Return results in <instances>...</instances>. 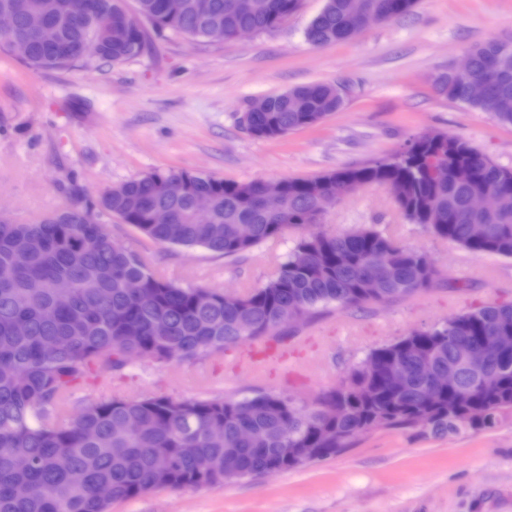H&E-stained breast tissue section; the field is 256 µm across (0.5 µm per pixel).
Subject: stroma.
<instances>
[{"mask_svg":"<svg viewBox=\"0 0 512 512\" xmlns=\"http://www.w3.org/2000/svg\"><path fill=\"white\" fill-rule=\"evenodd\" d=\"M324 0H303L277 30L241 41L153 36L123 64L35 70L0 50V209L30 223L73 198L98 201L112 186L153 171L189 170L249 182L311 177L391 156L413 136L457 135L512 168V126L433 88L463 51L491 37L512 42V0H418L413 12L320 47L304 32ZM312 82L344 89L321 124L274 140L238 123L248 103ZM115 241L148 257L184 287L244 294L270 281L297 228L236 261L201 248L154 243L102 215ZM372 224L428 253L440 276L416 296L347 312L326 310L278 328L284 356L255 374L241 347L195 362L134 365L89 398L146 393L241 398L257 390L308 400L336 388L370 349L486 303L512 302V260L474 258L408 223L385 186L369 185L331 207L324 230ZM112 512H512V415L496 428L436 440L374 431L336 457L224 486L163 490L113 504Z\"/></svg>","mask_w":512,"mask_h":512,"instance_id":"35a3bbf8","label":"stroma"}]
</instances>
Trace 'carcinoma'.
Here are the masks:
<instances>
[{
    "label": "carcinoma",
    "mask_w": 512,
    "mask_h": 512,
    "mask_svg": "<svg viewBox=\"0 0 512 512\" xmlns=\"http://www.w3.org/2000/svg\"><path fill=\"white\" fill-rule=\"evenodd\" d=\"M178 16L163 13L162 0H137L138 14L158 33L192 39L227 40L239 26L258 33L279 28L301 0H247L242 13L225 0H183ZM382 24L408 15L416 0H366ZM92 21L73 26L67 16L85 0H0V10L19 17L18 34L37 20L53 23L69 54L30 42L24 62L34 69L64 70L83 61V43L102 47L100 61L118 65L140 56L145 28L125 0H94ZM355 0H325L310 22L306 40L320 46L360 34L350 22ZM468 52L464 79L447 70L435 77L436 91L512 125V42L489 38ZM497 78L488 93L472 100L470 82ZM343 104L339 88L310 83L266 97L247 109L241 125L252 137L277 139L318 125ZM451 169L464 164V182L428 174L431 160ZM284 206L271 214L262 206V181L238 182L187 170L155 171L113 186L91 206L77 199L31 224L0 222V512H111L112 504L165 486L185 490L255 477L270 467L305 466L288 461V448H316L326 460L378 430L413 429L424 419L429 435L451 438L498 426L512 412V355L490 354L474 366L462 357L478 338L512 334V303L490 302L426 329H413L375 347L347 371L353 389L328 390L309 401L257 391L241 399H175L165 395L86 400L70 413L71 389L90 373L109 378L130 362L194 361L243 340L272 335L293 321L297 308L308 316L330 307L343 312L363 304H386L415 296L439 278L425 253L361 225L343 233L321 228L324 214L364 185L393 184L395 202L412 224L452 241L476 258L512 260V168L498 165L463 138L432 131L413 137L394 155L365 166L283 179ZM496 190L501 207L488 214L468 208L471 195ZM210 200V223L197 222L195 203ZM119 218L158 244L203 248L239 259L290 227L304 228L276 276L239 295L217 288L182 287L153 272L138 252L116 243L100 221ZM252 226L241 239L237 226ZM483 224L481 240L472 225ZM388 261L379 285L363 287L372 259ZM141 282L146 296L126 287ZM71 284L66 304L56 305V285ZM163 320L169 335H152ZM392 361L405 365L397 392L385 374ZM454 373L445 399L425 402L429 375L440 382ZM346 410L336 413V405ZM139 430L125 429L129 419ZM223 434H209L211 426ZM107 485L112 496L98 497Z\"/></svg>",
    "instance_id": "carcinoma-1"
}]
</instances>
